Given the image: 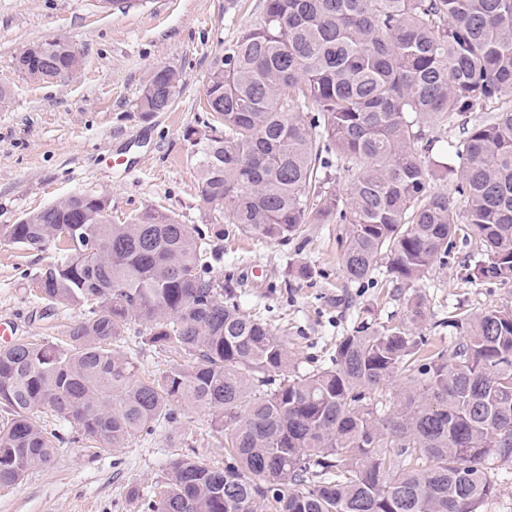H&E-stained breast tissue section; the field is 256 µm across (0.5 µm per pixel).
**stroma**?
I'll return each mask as SVG.
<instances>
[{
	"instance_id": "35a3bbf8",
	"label": "stroma",
	"mask_w": 512,
	"mask_h": 512,
	"mask_svg": "<svg viewBox=\"0 0 512 512\" xmlns=\"http://www.w3.org/2000/svg\"><path fill=\"white\" fill-rule=\"evenodd\" d=\"M261 10L262 0H126L108 12L98 0H0V88L6 91L0 98V225L75 193L108 196L117 223L154 207L182 224H214L183 134L207 117L205 82L214 61ZM53 39L79 53L77 75L32 81L19 73L17 56L31 43ZM164 65L181 75L170 108L139 111L147 75ZM341 236L336 223L306 225L287 241L228 225L210 240L211 276L236 288L244 314H261L273 328L287 330L299 369L329 364L337 339L359 322L405 320L416 291L429 309L421 334L447 351L456 332L439 322L448 313L512 307V281L471 279L476 256L464 241L409 289L382 272L347 284ZM56 256L50 242L22 248L0 240V319L16 320L22 337L64 339L82 315L47 304L33 286L35 273ZM301 264L308 278L294 277ZM141 329L129 321L118 347L140 376H154L170 357L142 346ZM212 420L209 410H185L165 431L112 452L88 447L67 423L45 415L47 427L66 442L49 467L0 486V512H141L132 489L156 491L173 455L191 447L200 461L223 466Z\"/></svg>"
}]
</instances>
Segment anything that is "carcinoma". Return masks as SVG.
I'll return each mask as SVG.
<instances>
[{
    "label": "carcinoma",
    "instance_id": "1",
    "mask_svg": "<svg viewBox=\"0 0 512 512\" xmlns=\"http://www.w3.org/2000/svg\"><path fill=\"white\" fill-rule=\"evenodd\" d=\"M63 40L28 45L19 72L74 74ZM180 81L155 68L139 100L164 112ZM210 118L189 128L203 201L269 239L344 224L349 282L379 266L411 285L474 238L475 279L512 280V0H264L216 59ZM461 137L431 153L429 130ZM459 160L454 193L436 173ZM347 179L346 188L338 178ZM105 196H67L3 224L24 247L54 243L33 278L51 305L85 309L65 340L0 347V485L48 467L64 438L49 411L102 449L207 408L224 467L169 459L142 512H482L491 466L512 459V307L454 314L451 353L407 321L364 323L329 366L301 373L284 341L209 276V235L145 209L125 224ZM172 355L141 377L114 342L130 320Z\"/></svg>",
    "mask_w": 512,
    "mask_h": 512
}]
</instances>
